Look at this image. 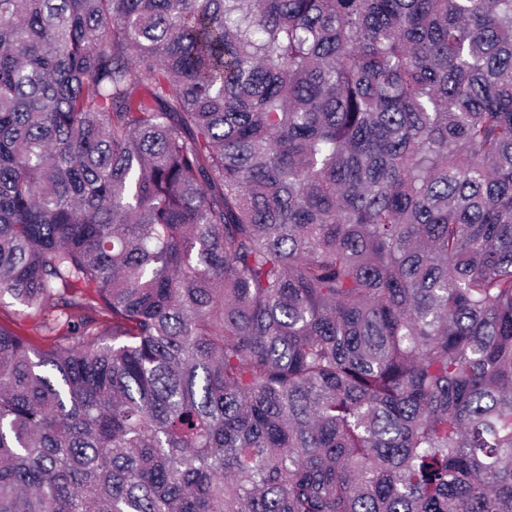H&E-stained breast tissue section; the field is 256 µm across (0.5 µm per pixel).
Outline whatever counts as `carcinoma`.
<instances>
[{"instance_id":"1","label":"carcinoma","mask_w":512,"mask_h":512,"mask_svg":"<svg viewBox=\"0 0 512 512\" xmlns=\"http://www.w3.org/2000/svg\"><path fill=\"white\" fill-rule=\"evenodd\" d=\"M5 295L0 512H512V0H0ZM42 311L37 308H26L12 303L5 297L0 302V325L14 330L22 336L30 337L37 346L44 347L67 333L66 327H61L56 333H47L40 329L42 322H53L58 315L57 308L51 300L40 304Z\"/></svg>"}]
</instances>
